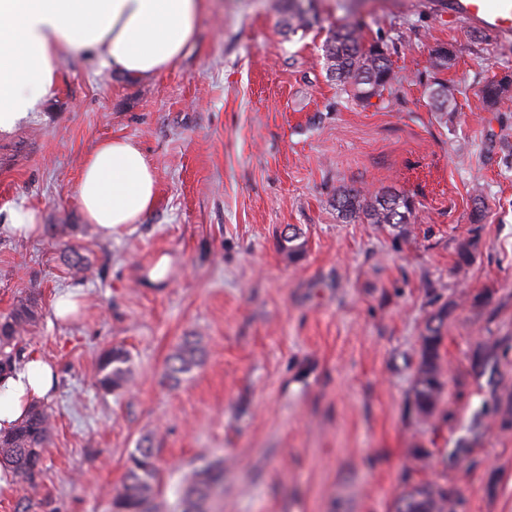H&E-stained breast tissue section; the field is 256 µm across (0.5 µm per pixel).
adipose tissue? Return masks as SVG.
I'll return each instance as SVG.
<instances>
[{
  "instance_id": "obj_1",
  "label": "adipose tissue",
  "mask_w": 512,
  "mask_h": 512,
  "mask_svg": "<svg viewBox=\"0 0 512 512\" xmlns=\"http://www.w3.org/2000/svg\"><path fill=\"white\" fill-rule=\"evenodd\" d=\"M206 0H0V129L30 112L54 85L61 54H94L125 75L159 76L193 41ZM86 220L101 237L137 223L156 202V176L131 141L99 144L76 189ZM56 367L22 356L0 370V431L55 391Z\"/></svg>"
}]
</instances>
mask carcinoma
<instances>
[{
    "instance_id": "obj_1",
    "label": "carcinoma",
    "mask_w": 512,
    "mask_h": 512,
    "mask_svg": "<svg viewBox=\"0 0 512 512\" xmlns=\"http://www.w3.org/2000/svg\"><path fill=\"white\" fill-rule=\"evenodd\" d=\"M307 0H286L284 19L288 34L306 32L317 20L310 9L303 6ZM327 75L343 85L349 96L367 104L374 97H382L391 84V67L386 52L377 51V45L365 44L360 28L353 24L337 25L329 30L322 44ZM507 81L487 83L482 94L485 100L496 104L506 96ZM429 98L438 112H452L454 106L448 87L440 82L429 86ZM336 209L346 219L364 216L370 224H387L398 228L410 223L414 202L403 193L378 192L365 197L358 188L342 190L336 197ZM300 235L291 230L283 236V249L293 260L303 252ZM479 242V228L472 236L460 242L456 249V268L464 270L474 258ZM447 311L442 308L426 322L421 343V362L413 387L412 399L416 412L431 416L446 387L440 365V347L444 339ZM40 320L38 298L34 293L19 297L11 311L0 317V366H7L20 358L19 344L24 334L37 327ZM205 348L197 336H185L174 347L165 371V377L174 383L199 367ZM133 376L130 354L122 347L103 350L98 358L97 386L106 393L123 391ZM53 430L52 414L41 404L33 405L27 416L10 432L0 434V469L24 481H30L39 472ZM224 491V461L203 460L175 486L176 512H212L211 501ZM164 488L152 445L144 438L127 460L125 482L111 493V512H159L166 506ZM393 512H457V503L448 486L437 481H418L407 487L393 503Z\"/></svg>"
}]
</instances>
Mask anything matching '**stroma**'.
<instances>
[{"label":"stroma","mask_w":512,"mask_h":512,"mask_svg":"<svg viewBox=\"0 0 512 512\" xmlns=\"http://www.w3.org/2000/svg\"><path fill=\"white\" fill-rule=\"evenodd\" d=\"M435 2L313 0L317 24L290 37L283 0H207L166 72L133 80L63 57L51 91L0 130V316L38 292L23 349L60 378L42 468L0 490V512H109L147 436L168 488L223 459L213 512H391L410 477L446 479L463 512H512V94L482 97L512 81V41ZM353 22L394 75L368 104L322 57L329 29ZM438 80L455 111L434 110ZM111 138L146 153L157 200L105 241L76 186ZM345 186L412 196L407 231L343 219ZM18 207L38 212L40 237L7 230ZM291 226L305 243L293 261L279 244ZM474 228V260L456 272ZM77 254L87 277L71 269ZM75 287L79 319L51 322L56 293ZM442 307L447 386L424 419L411 389ZM184 336L202 337L206 355L175 385L164 371ZM115 345L134 376L107 394L97 359Z\"/></svg>","instance_id":"obj_1"}]
</instances>
